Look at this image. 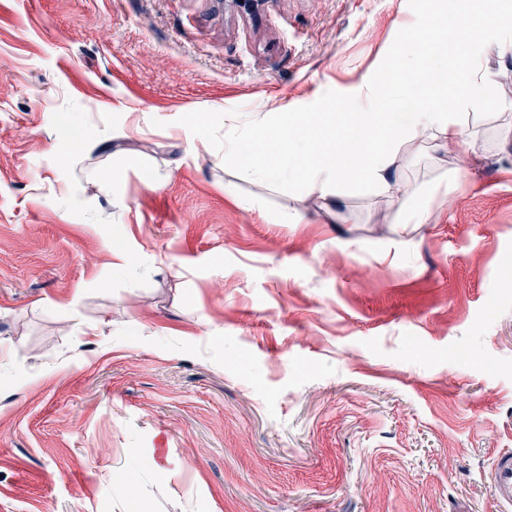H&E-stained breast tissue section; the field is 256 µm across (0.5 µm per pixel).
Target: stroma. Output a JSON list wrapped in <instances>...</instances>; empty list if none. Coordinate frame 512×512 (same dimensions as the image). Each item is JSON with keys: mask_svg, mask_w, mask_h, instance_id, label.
I'll return each mask as SVG.
<instances>
[{"mask_svg": "<svg viewBox=\"0 0 512 512\" xmlns=\"http://www.w3.org/2000/svg\"><path fill=\"white\" fill-rule=\"evenodd\" d=\"M423 2L0 0V512H500L512 37L499 107L439 102L479 167L421 135L403 197L325 200L225 152L386 77Z\"/></svg>", "mask_w": 512, "mask_h": 512, "instance_id": "stroma-1", "label": "stroma"}]
</instances>
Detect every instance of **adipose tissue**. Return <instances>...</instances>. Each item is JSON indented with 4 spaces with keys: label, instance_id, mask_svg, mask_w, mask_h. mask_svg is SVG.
<instances>
[{
    "label": "adipose tissue",
    "instance_id": "ef3b65f1",
    "mask_svg": "<svg viewBox=\"0 0 512 512\" xmlns=\"http://www.w3.org/2000/svg\"><path fill=\"white\" fill-rule=\"evenodd\" d=\"M512 26V0H446L418 25L406 27L396 61L379 87L324 100L328 120L313 125L279 105L262 119L260 135L232 141L229 153L254 178L291 179L310 193L328 198L333 188L361 178L390 193L386 177L401 144L429 133L444 146L466 143L468 133L456 115L437 109L435 91L452 93L459 103L480 108L492 82L479 62V45L489 31ZM429 71L444 73L442 82L426 80Z\"/></svg>",
    "mask_w": 512,
    "mask_h": 512
}]
</instances>
